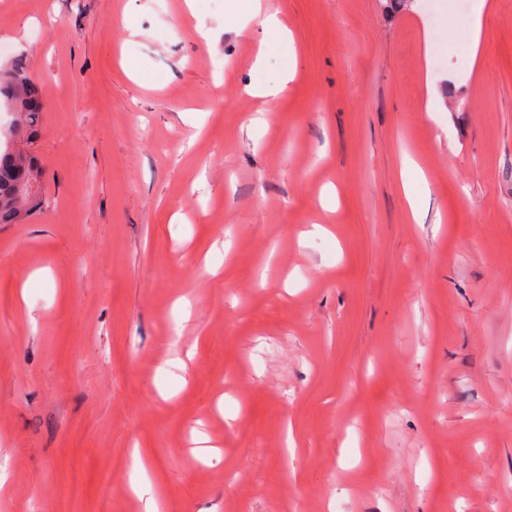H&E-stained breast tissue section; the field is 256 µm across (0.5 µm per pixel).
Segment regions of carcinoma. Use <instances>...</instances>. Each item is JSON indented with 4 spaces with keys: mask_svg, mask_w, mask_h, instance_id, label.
<instances>
[{
    "mask_svg": "<svg viewBox=\"0 0 512 512\" xmlns=\"http://www.w3.org/2000/svg\"><path fill=\"white\" fill-rule=\"evenodd\" d=\"M37 98L39 93L24 59L18 58L0 70V101L13 107V134L30 145L25 153L8 147L0 150V224H18L40 204V186L29 197L16 201L29 179L42 176L43 166L36 154L42 113L28 106L29 101Z\"/></svg>",
    "mask_w": 512,
    "mask_h": 512,
    "instance_id": "cac0c4a2",
    "label": "carcinoma"
}]
</instances>
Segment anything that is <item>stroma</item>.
I'll return each mask as SVG.
<instances>
[{"instance_id": "stroma-1", "label": "stroma", "mask_w": 512, "mask_h": 512, "mask_svg": "<svg viewBox=\"0 0 512 512\" xmlns=\"http://www.w3.org/2000/svg\"><path fill=\"white\" fill-rule=\"evenodd\" d=\"M262 2L261 58L229 0H0V512H512V0L473 64L454 0ZM0 70V103L13 107V134L25 140L30 148L16 153L9 147L0 148V224H19L32 215L40 204L42 181L34 193L21 202L15 200L30 178L41 177L43 166L36 154V139L42 112L29 108V100L40 99L28 66L23 58L12 61ZM25 214L21 215L20 211ZM293 74L290 69L285 70L281 77L271 83L261 85L248 86L246 91L253 97H259L273 101L282 96L288 88V82L292 79Z\"/></svg>"}]
</instances>
